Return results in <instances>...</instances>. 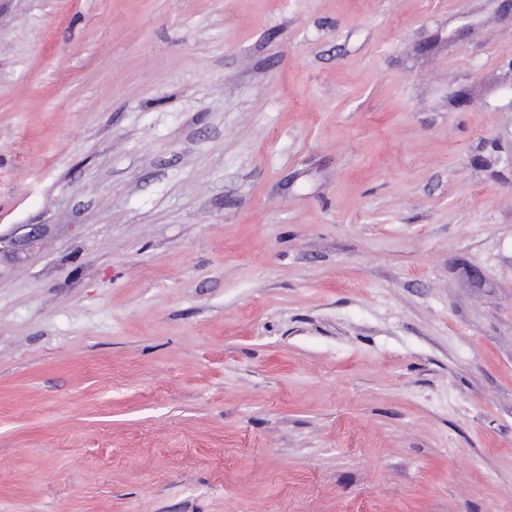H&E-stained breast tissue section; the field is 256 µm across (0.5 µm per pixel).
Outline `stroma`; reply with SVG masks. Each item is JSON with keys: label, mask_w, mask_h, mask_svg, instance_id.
Here are the masks:
<instances>
[{"label": "stroma", "mask_w": 512, "mask_h": 512, "mask_svg": "<svg viewBox=\"0 0 512 512\" xmlns=\"http://www.w3.org/2000/svg\"><path fill=\"white\" fill-rule=\"evenodd\" d=\"M512 512V0H0V512Z\"/></svg>", "instance_id": "35a3bbf8"}]
</instances>
